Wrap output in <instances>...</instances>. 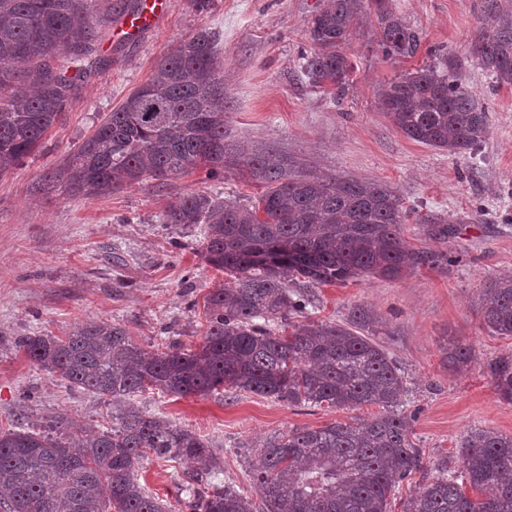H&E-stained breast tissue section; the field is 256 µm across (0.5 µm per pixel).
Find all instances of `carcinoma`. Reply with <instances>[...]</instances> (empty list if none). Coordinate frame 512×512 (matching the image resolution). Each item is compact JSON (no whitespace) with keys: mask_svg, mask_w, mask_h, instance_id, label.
Returning <instances> with one entry per match:
<instances>
[{"mask_svg":"<svg viewBox=\"0 0 512 512\" xmlns=\"http://www.w3.org/2000/svg\"><path fill=\"white\" fill-rule=\"evenodd\" d=\"M100 2L0 0V174L40 145L79 83L102 67ZM483 14L471 59L439 53L377 90L397 129L451 156L479 145L489 125L487 104L462 85L464 65L472 60L495 83L512 84V4L484 0ZM361 20L385 56H416L420 33L392 0H322L308 21L313 48L302 66L311 86L343 96L353 64L342 45ZM219 40L201 28L180 43L44 182L49 191L90 196L146 176L166 185L204 165L211 178L242 168L264 186L245 203L183 194L162 215L173 228L202 225L204 261L230 275L204 298L206 335L194 350L172 343L162 352L135 343L119 323L19 339L18 348L50 376L112 402V425L72 432L50 418L0 430V512H172L138 478L151 455L193 463L178 476L180 512H389L400 483L423 468L411 439L414 415L402 405L405 371L377 341L385 321L365 307L344 322L319 321L311 287L397 280L438 255L410 248L402 232L407 211L390 185L321 174L273 147L230 151ZM269 251L280 252L276 269L257 260ZM478 311L490 331L512 336V279L488 280ZM445 361L463 372L472 348L459 344ZM487 369L500 396L512 401V353ZM226 385L295 406L381 412L247 444L255 449L256 503L222 484L223 461L211 439L147 415L133 400L146 388L185 397ZM460 448L462 469L438 467L403 500L402 512H512V436L474 428Z\"/></svg>","mask_w":512,"mask_h":512,"instance_id":"obj_1","label":"carcinoma"}]
</instances>
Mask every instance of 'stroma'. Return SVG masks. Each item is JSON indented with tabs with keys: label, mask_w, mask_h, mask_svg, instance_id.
I'll list each match as a JSON object with an SVG mask.
<instances>
[{
	"label": "stroma",
	"mask_w": 512,
	"mask_h": 512,
	"mask_svg": "<svg viewBox=\"0 0 512 512\" xmlns=\"http://www.w3.org/2000/svg\"><path fill=\"white\" fill-rule=\"evenodd\" d=\"M421 36L418 54L384 57L358 29L344 50L354 65L342 100L302 78L309 53L306 22L321 0H168V12L138 39L116 42L119 15L102 13L98 36L106 63L74 93L42 145L0 175V427L45 416L97 431L111 421L99 396L51 378L17 349L24 336H64L84 323H121L135 343L151 351L173 341L197 348L206 332L203 298L225 275L200 254L199 231L174 229L162 214L181 194L208 192L243 201L262 186L238 169L211 180L204 167L185 171L170 185L146 178L109 194L69 196L45 192L42 181L144 84L158 62L197 29L221 34L227 137L240 150L280 148L318 170L388 183L410 213L403 226L411 248L444 254V263L421 267L399 280L356 279L316 288L317 319L344 321L352 307L386 319L379 341L405 370L413 413L412 439L423 464L461 467L459 445L473 428L512 435V402L499 396L489 360L512 353V336L484 327L477 309L485 280L512 276V86H497L477 65H467L465 88L490 110L488 132L459 156L415 142L379 110V84L427 61V51L463 52L482 28L483 0H393ZM450 221L454 237L433 234L432 218ZM470 345L469 370L448 372L444 357ZM136 402L151 415L212 439L224 460V485L254 494L250 465L241 454L251 440L295 427L318 428L377 414L296 407L270 397L224 388L175 397L146 392ZM181 466L144 460L146 490L176 502Z\"/></svg>",
	"instance_id": "obj_1"
}]
</instances>
